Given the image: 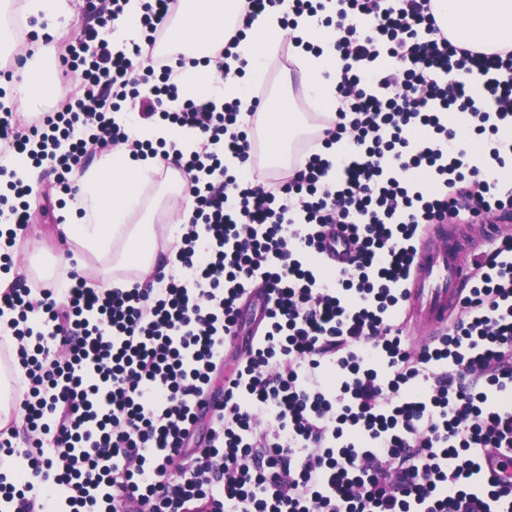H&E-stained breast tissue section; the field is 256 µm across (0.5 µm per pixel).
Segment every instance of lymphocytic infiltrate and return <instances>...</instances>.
Wrapping results in <instances>:
<instances>
[{"instance_id": "lymphocytic-infiltrate-1", "label": "lymphocytic infiltrate", "mask_w": 512, "mask_h": 512, "mask_svg": "<svg viewBox=\"0 0 512 512\" xmlns=\"http://www.w3.org/2000/svg\"><path fill=\"white\" fill-rule=\"evenodd\" d=\"M126 2L84 0L96 23L60 55L80 94L26 119L1 112L0 141L66 193L88 150L168 158L116 121L126 102L224 151L176 163L193 199L177 271L129 288L80 277L61 301L16 282L0 294L16 339L7 359L29 381L24 430L0 434V453L23 436L69 512H512V255L476 256L432 345L413 347L403 322L425 225L512 212V189L448 125L471 115V134L489 139L512 124V48L457 46L431 0H338L323 24L336 29L344 105L319 117L286 176L259 184L228 166L253 158L239 101L183 98L170 81L187 57L158 47L179 0H145L137 39L119 50L100 31ZM31 194L18 181L0 193L8 241ZM335 236L350 257L327 277ZM256 282L255 324L240 304Z\"/></svg>"}]
</instances>
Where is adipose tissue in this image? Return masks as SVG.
<instances>
[{"label": "adipose tissue", "mask_w": 512, "mask_h": 512, "mask_svg": "<svg viewBox=\"0 0 512 512\" xmlns=\"http://www.w3.org/2000/svg\"><path fill=\"white\" fill-rule=\"evenodd\" d=\"M432 9L439 25L458 45L489 51L512 46V0H432ZM22 12L51 34L66 28L73 14L70 0H23ZM282 15V8L274 7L250 20L243 0H181L176 15L165 23L167 35L172 42L190 46L199 63L174 67L172 83L187 97L218 104L239 100L241 112H248L251 89L263 83L266 65L287 33L281 26ZM236 29L246 37L236 47L235 58L228 61L230 74L223 77L215 65H202L200 59L223 43L225 32ZM288 33L299 41L293 60L300 69L306 99L315 109L335 112L340 104L335 29L304 14ZM308 42L318 45L319 53L306 52ZM27 50L24 65L15 67L11 79H0L5 91L0 105L14 112L38 106L46 94L40 64L54 48L32 43ZM122 119L130 137L173 144L185 154L202 141L199 130L160 120L146 123L132 110L123 113ZM301 121V114L284 96L260 113L257 123L270 147L280 152L291 144ZM164 170L161 158L136 160L122 147L102 154L78 174L74 191L66 196L63 213L67 221L58 227L60 237L94 257L103 268L131 267L148 276L158 261V240L171 246L180 242L184 232L181 218L154 226L140 211L146 189ZM26 385L25 371L19 365L11 377L0 378V429L21 424L18 411Z\"/></svg>", "instance_id": "1"}]
</instances>
